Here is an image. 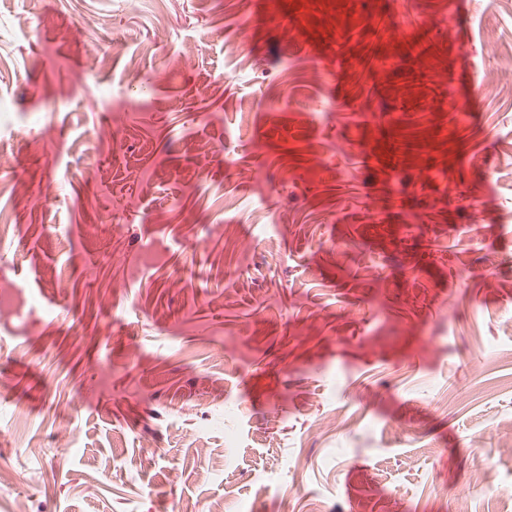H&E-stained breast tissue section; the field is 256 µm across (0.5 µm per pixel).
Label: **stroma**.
I'll return each instance as SVG.
<instances>
[{
	"instance_id": "35a3bbf8",
	"label": "stroma",
	"mask_w": 512,
	"mask_h": 512,
	"mask_svg": "<svg viewBox=\"0 0 512 512\" xmlns=\"http://www.w3.org/2000/svg\"><path fill=\"white\" fill-rule=\"evenodd\" d=\"M153 4L0 0V512H512V0Z\"/></svg>"
}]
</instances>
